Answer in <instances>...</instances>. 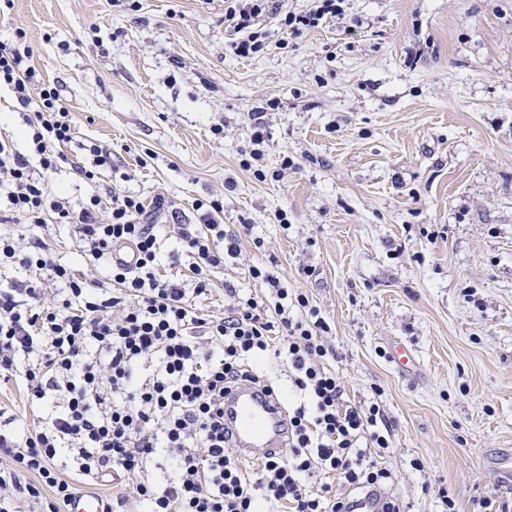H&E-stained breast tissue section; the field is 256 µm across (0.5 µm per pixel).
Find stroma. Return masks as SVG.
<instances>
[{
    "label": "stroma",
    "instance_id": "1",
    "mask_svg": "<svg viewBox=\"0 0 512 512\" xmlns=\"http://www.w3.org/2000/svg\"><path fill=\"white\" fill-rule=\"evenodd\" d=\"M268 49L227 47L224 0H13L0 40L24 30L77 142L111 147L114 185L165 196L195 224L223 196L221 224L251 225L213 275L258 292L271 267L330 326V370L355 404L378 402L394 448L378 457L402 512L512 500V0H347L344 19ZM265 108L269 176L243 167L248 112ZM223 125L213 134V125ZM291 166L282 180L271 171ZM234 191H225L226 183ZM290 224L282 229L276 213ZM413 351L412 370L391 347ZM0 411L36 427L42 408L0 377Z\"/></svg>",
    "mask_w": 512,
    "mask_h": 512
}]
</instances>
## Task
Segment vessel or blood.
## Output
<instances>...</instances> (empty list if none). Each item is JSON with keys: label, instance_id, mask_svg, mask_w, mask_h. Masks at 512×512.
Returning a JSON list of instances; mask_svg holds the SVG:
<instances>
[{"label": "vessel or blood", "instance_id": "b4317fda", "mask_svg": "<svg viewBox=\"0 0 512 512\" xmlns=\"http://www.w3.org/2000/svg\"><path fill=\"white\" fill-rule=\"evenodd\" d=\"M224 436L239 456L254 460L272 455L288 443V415L272 396L247 382L237 383L224 394ZM101 496L78 493L67 512H109Z\"/></svg>", "mask_w": 512, "mask_h": 512}]
</instances>
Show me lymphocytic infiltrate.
<instances>
[{
  "label": "lymphocytic infiltrate",
  "mask_w": 512,
  "mask_h": 512,
  "mask_svg": "<svg viewBox=\"0 0 512 512\" xmlns=\"http://www.w3.org/2000/svg\"><path fill=\"white\" fill-rule=\"evenodd\" d=\"M344 2L311 0L285 13L277 0H228L230 48L241 58L264 52L254 29L261 16L278 17L297 35L342 16ZM25 38L0 42V84L24 108L32 146L26 154L0 139V269L25 272L0 285V375L22 378L32 402L49 411L35 428L0 429V512H63L79 478H126L121 512H350L352 491L386 487L391 475L373 451L392 448V430L379 405L345 400L324 364L329 325L305 294L253 265L248 274L265 293L242 298L229 287L224 316L200 314L214 271L239 254L238 235L215 219L223 200H210L196 226L157 197L154 211L169 218L161 226L126 190L92 193L78 206L53 191L49 176L65 164L94 184L111 168L112 150L94 143L88 160L67 154L75 119L57 87L32 93ZM55 224L69 227L105 278L75 275L57 261L49 244ZM164 233L176 238L191 281L160 274ZM119 243L134 249V266L113 262ZM270 351L287 363L298 400L288 410L287 451L249 468L224 442V390L247 379L280 394L260 368ZM62 457L75 476L58 468ZM150 465L156 474L148 479ZM319 472L337 474L342 490H311Z\"/></svg>",
  "instance_id": "obj_1"
}]
</instances>
